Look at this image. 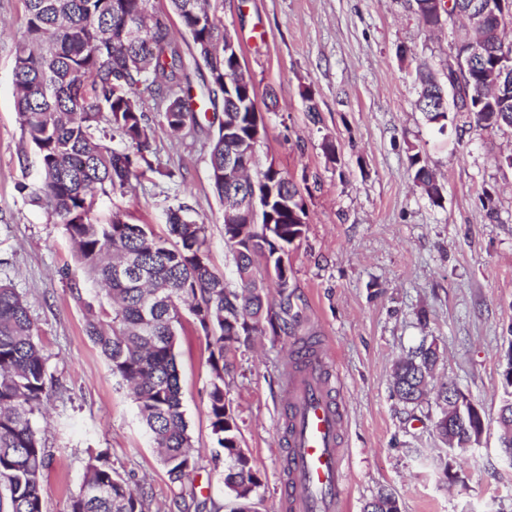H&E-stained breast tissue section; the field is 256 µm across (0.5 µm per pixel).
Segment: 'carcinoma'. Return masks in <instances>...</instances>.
Instances as JSON below:
<instances>
[{"mask_svg": "<svg viewBox=\"0 0 512 512\" xmlns=\"http://www.w3.org/2000/svg\"><path fill=\"white\" fill-rule=\"evenodd\" d=\"M151 0H25L26 28L14 48L15 105L23 136L39 157L37 199L63 224L99 304H86L85 333L108 361L112 373L128 388L140 418L158 450L173 484L183 483L195 469L192 440L182 410L175 348L188 313L208 340L211 381L208 408L212 432L224 453V486L236 503L232 512H256L261 480L241 448L239 428L224 395V352L238 348L267 328L288 333L289 278L281 252L300 239L305 225L294 211H303L297 185L280 171L269 176L274 188L269 212L258 204L253 224H224V241L234 256L238 287L229 288L207 257L204 224L183 208L171 212V238L154 234L146 224H129L115 215L100 224L92 215L99 194H124L133 188L143 165L153 128L143 110L146 97L158 100L160 123L175 132L197 124L192 88L183 86L186 70L180 45L166 17L150 13ZM220 0H169L187 35L209 70L211 93L223 96L224 120L213 135L210 177L219 201L226 192L249 186L255 164L252 150L256 112L254 85L240 86L233 75L238 59L224 56V24L217 16ZM431 0H416L423 27L436 25ZM142 34L128 37L131 26ZM484 32L486 55L468 70L473 118L477 128L512 126V96L486 97V77L500 62L504 30ZM416 107L431 123L444 126L448 113L437 111L443 89L427 65L417 70ZM119 135L131 150L106 143L108 132ZM241 161L246 176L226 184L225 162ZM414 181L435 206L442 204L438 184L420 152L409 156ZM271 259L272 273L258 275L259 260ZM279 296L273 312L268 282ZM437 352L420 349L400 360L393 388L407 404L420 402L432 377ZM53 388L48 357L30 315L27 301L12 285L0 281V512H43L42 479L48 463L33 427ZM500 408L504 434L501 447L512 448V391ZM464 421L436 422L439 436H467L470 407ZM152 500L134 491L104 454L88 461L78 491L65 512H151ZM363 512H400L398 499L381 492Z\"/></svg>", "mask_w": 512, "mask_h": 512, "instance_id": "carcinoma-1", "label": "carcinoma"}]
</instances>
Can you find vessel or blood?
I'll list each match as a JSON object with an SVG mask.
<instances>
[{
  "label": "vessel or blood",
  "instance_id": "1",
  "mask_svg": "<svg viewBox=\"0 0 512 512\" xmlns=\"http://www.w3.org/2000/svg\"><path fill=\"white\" fill-rule=\"evenodd\" d=\"M328 357L310 356L285 380L288 475L282 497L291 512H343L348 470L338 446L340 414L326 382Z\"/></svg>",
  "mask_w": 512,
  "mask_h": 512
}]
</instances>
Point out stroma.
I'll return each mask as SVG.
<instances>
[{
    "instance_id": "1",
    "label": "stroma",
    "mask_w": 512,
    "mask_h": 512,
    "mask_svg": "<svg viewBox=\"0 0 512 512\" xmlns=\"http://www.w3.org/2000/svg\"><path fill=\"white\" fill-rule=\"evenodd\" d=\"M218 15L238 41L257 91L266 135L259 167L275 165L299 187L308 218L288 249L291 334L266 332L226 354L224 393L242 448L259 472L261 512H284L283 366L302 338L331 356L350 462L345 512L379 491L401 512H512V466L501 459L497 418L504 357L512 348V128L476 129L458 112L446 129L415 107L416 69L445 78L451 26H421L415 0H223ZM24 0H0V280L30 305L56 388L35 426L51 457L44 512H64L90 457L103 453L130 485L153 496V512H230L224 461L207 413L210 352L185 318L176 353L182 405L198 461L170 483L126 387L84 331L93 290L63 224L32 191L35 151L15 108L13 49L25 30ZM221 110L198 127L156 130L152 168L131 192L96 198L94 216L121 215L168 236V215L191 207L206 227L212 268L236 286L223 208L210 178ZM335 148L327 156L325 144ZM421 153L444 185L433 206L413 180ZM436 348L433 386L452 384L481 408L486 428L468 453L448 451L435 430L433 397L416 405L392 387L398 360Z\"/></svg>"
}]
</instances>
